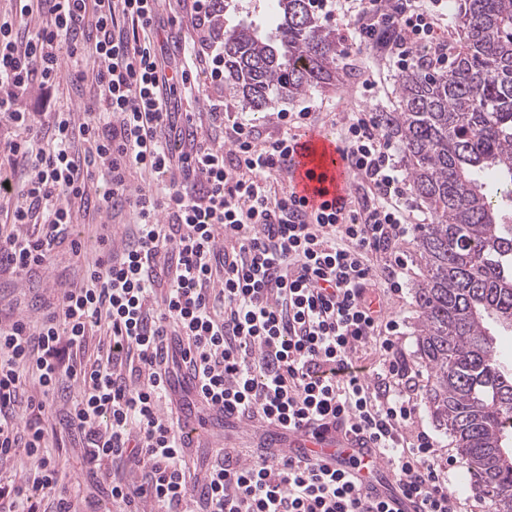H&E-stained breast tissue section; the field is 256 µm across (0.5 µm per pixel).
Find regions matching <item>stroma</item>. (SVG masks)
Segmentation results:
<instances>
[{"label": "stroma", "mask_w": 512, "mask_h": 512, "mask_svg": "<svg viewBox=\"0 0 512 512\" xmlns=\"http://www.w3.org/2000/svg\"><path fill=\"white\" fill-rule=\"evenodd\" d=\"M276 0H224V28H232L246 22L258 27L261 32H270L276 24ZM357 23L356 17H348L333 33L336 37V57L347 73L333 85L312 89L296 98L279 99L265 111L252 113L251 118L261 138L277 136L281 128L277 115L281 112H299L311 107V129L341 136L342 125L352 112H392L398 106L400 74L385 64L382 53L376 49L356 48L350 36ZM379 77L381 92L369 98L362 94V83L369 76ZM408 262L403 292L389 297L385 309L401 323L402 347L412 369L419 372L421 389H428L430 377L421 370L417 355L416 334L419 308L415 300V288L422 278L418 263L417 243L407 237L400 246ZM83 263L74 257L68 244L56 248L52 264L27 274H17L11 268L0 269V320L8 322L27 315L37 318L43 305L51 301L55 289L79 280ZM420 416L424 429L453 457L448 468V489L458 494L463 512H487L485 501L474 499L470 492L458 487L466 462L458 456L453 438L431 418L428 408H421ZM65 469L73 493L78 494L83 512H115L107 494L108 480L105 476H92L81 464L77 449H70L64 458Z\"/></svg>", "instance_id": "35a3bbf8"}]
</instances>
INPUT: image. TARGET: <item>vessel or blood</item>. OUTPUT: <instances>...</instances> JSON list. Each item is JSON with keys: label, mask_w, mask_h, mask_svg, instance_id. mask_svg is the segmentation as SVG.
I'll list each match as a JSON object with an SVG mask.
<instances>
[{"label": "vessel or blood", "mask_w": 512, "mask_h": 512, "mask_svg": "<svg viewBox=\"0 0 512 512\" xmlns=\"http://www.w3.org/2000/svg\"><path fill=\"white\" fill-rule=\"evenodd\" d=\"M353 173L346 166L339 143L331 135L310 131L299 141L289 177L296 196L307 210L314 211L323 205L346 197L348 183ZM273 435H287L288 441L280 447L281 452L292 454L304 451L321 466L334 470L343 459L354 457L360 462L352 471L354 479L362 489H369V469L386 468L385 459L376 457L371 449L361 447L353 433L328 431L313 435L307 431L282 432L276 425H269Z\"/></svg>", "instance_id": "vessel-or-blood-1"}]
</instances>
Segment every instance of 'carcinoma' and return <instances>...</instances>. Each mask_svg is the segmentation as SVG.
Returning a JSON list of instances; mask_svg holds the SVG:
<instances>
[{
  "label": "carcinoma",
  "instance_id": "carcinoma-1",
  "mask_svg": "<svg viewBox=\"0 0 512 512\" xmlns=\"http://www.w3.org/2000/svg\"><path fill=\"white\" fill-rule=\"evenodd\" d=\"M277 14L271 33L224 32V79L249 110L339 75L309 0H277ZM457 18L462 51L445 72L403 75L383 124L432 216L415 229L430 412L466 461L460 486L512 512V0H458Z\"/></svg>",
  "mask_w": 512,
  "mask_h": 512
}]
</instances>
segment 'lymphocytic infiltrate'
I'll return each instance as SVG.
<instances>
[{"instance_id": "lymphocytic-infiltrate-1", "label": "lymphocytic infiltrate", "mask_w": 512, "mask_h": 512, "mask_svg": "<svg viewBox=\"0 0 512 512\" xmlns=\"http://www.w3.org/2000/svg\"><path fill=\"white\" fill-rule=\"evenodd\" d=\"M17 2L0 20V119L19 130L0 144V191L17 168L28 180L0 225V266L48 264L78 208L128 213L135 230L120 255L105 248L86 262L79 287L60 289L36 321L0 323V464L18 455L29 464L23 483L0 479V512H78L46 422L59 394L89 472L122 461L140 473L111 478L117 512H140L147 499L156 512H388L345 470L264 446L217 452L195 483L173 399L181 370L198 380L194 398L225 418L363 434L388 464L391 493L419 512H458L437 442L419 425L401 324L369 294L402 293L399 244L412 231L410 184L380 115L352 113L341 138L369 195L349 215L325 208L311 219L270 182L289 170L294 129L310 112L278 113L281 134L263 141L223 98L208 99L204 126L178 110L179 99L224 83L213 24L224 0H174L197 38L173 65L155 49L160 0ZM359 6L355 46H384L402 73L427 48L430 68L447 70L433 44L442 0ZM68 79L91 82L83 117L56 109L38 119L20 106L31 88ZM136 170L145 179L134 187ZM366 347L381 353L370 368L353 359Z\"/></svg>"}]
</instances>
